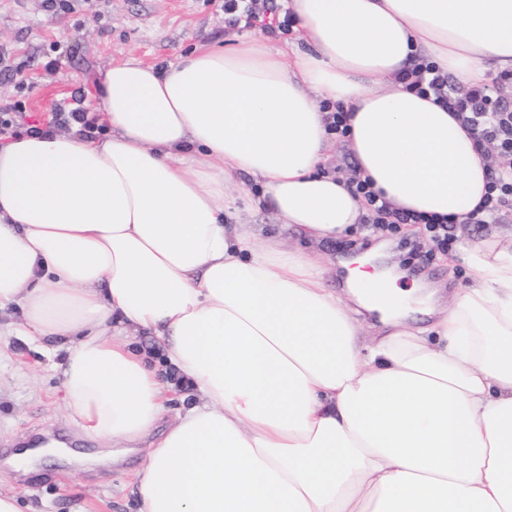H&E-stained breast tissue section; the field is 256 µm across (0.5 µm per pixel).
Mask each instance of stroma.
<instances>
[{"instance_id": "obj_1", "label": "stroma", "mask_w": 512, "mask_h": 512, "mask_svg": "<svg viewBox=\"0 0 512 512\" xmlns=\"http://www.w3.org/2000/svg\"><path fill=\"white\" fill-rule=\"evenodd\" d=\"M237 36L260 37L273 48L284 43L257 29L229 28L215 0H0V105L22 101L26 126L48 122L80 93L94 112L95 81L112 62L130 54L148 63L173 62L199 46ZM230 190L238 198L239 222L308 253L333 291L342 289L338 258L373 242L360 224L342 237L319 241L284 230L270 210L258 206L260 186L251 178H236ZM404 234L405 241L394 244L396 260L409 278L424 276L440 287L445 306H452L473 272L431 243L410 250L408 241L419 236V226L405 227ZM20 319L18 309L0 311V491L14 492L32 512H138L135 454L108 463L103 445L74 428L64 403L63 358L47 356L16 335ZM47 437L63 442L75 458L56 461L54 470L36 478L7 472L3 459L12 443L37 444Z\"/></svg>"}]
</instances>
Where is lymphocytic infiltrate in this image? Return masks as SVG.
<instances>
[{"mask_svg":"<svg viewBox=\"0 0 512 512\" xmlns=\"http://www.w3.org/2000/svg\"><path fill=\"white\" fill-rule=\"evenodd\" d=\"M224 19L230 27L258 29L270 35H289L295 18L278 0H223ZM411 83L421 96L433 97L436 104L454 112L472 133L476 148L488 160L490 181L487 196L478 211L472 212V224H488L512 212V107L493 99L488 86L459 88L447 74L431 62L415 65ZM348 186L361 198L366 214L364 223L383 235H391L407 224L423 225L428 240L442 252L452 251L456 237L453 222L445 216H423L398 211L374 192L368 181L351 176Z\"/></svg>","mask_w":512,"mask_h":512,"instance_id":"lymphocytic-infiltrate-1","label":"lymphocytic infiltrate"}]
</instances>
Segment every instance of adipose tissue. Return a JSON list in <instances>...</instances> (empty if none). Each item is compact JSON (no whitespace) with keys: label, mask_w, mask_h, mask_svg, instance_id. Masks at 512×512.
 <instances>
[{"label":"adipose tissue","mask_w":512,"mask_h":512,"mask_svg":"<svg viewBox=\"0 0 512 512\" xmlns=\"http://www.w3.org/2000/svg\"><path fill=\"white\" fill-rule=\"evenodd\" d=\"M285 6L300 43L130 55L99 80L100 137L0 141V310L64 352L80 431L147 440L139 512H512V233L460 245L476 277L428 329L373 256L346 260L351 301L384 325L368 342L314 260L226 220L246 175L284 227L361 222L324 170L326 102L350 109L357 169L394 207L465 218L487 162L402 77L420 57L465 87L511 71L512 0ZM132 328L165 343L198 404L171 412Z\"/></svg>","instance_id":"obj_1"}]
</instances>
